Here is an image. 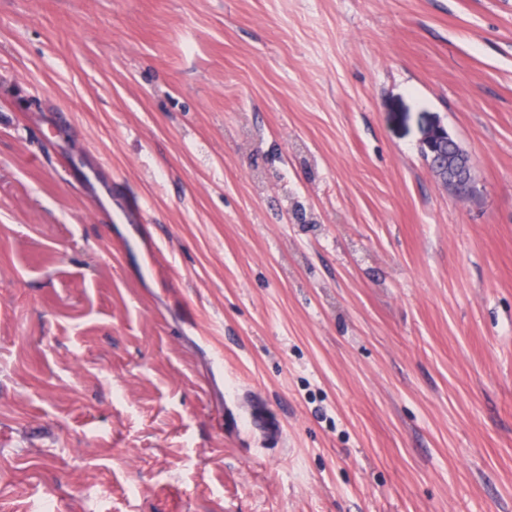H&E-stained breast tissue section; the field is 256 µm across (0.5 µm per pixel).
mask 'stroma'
<instances>
[{"instance_id": "35a3bbf8", "label": "stroma", "mask_w": 512, "mask_h": 512, "mask_svg": "<svg viewBox=\"0 0 512 512\" xmlns=\"http://www.w3.org/2000/svg\"><path fill=\"white\" fill-rule=\"evenodd\" d=\"M0 512H512V0H0ZM453 138L449 133L447 128L443 125H435L428 129L425 133L424 138L420 143L419 151L421 155L426 159L429 164V167L432 171L446 184L454 188L455 191L459 193H466L471 185L472 177H473V167L471 162L469 161L467 168L469 172V181L466 185H459L458 188L455 187V184L452 182H448V176L443 174V168L441 167V162L443 159L448 157V140ZM468 186V187H467ZM467 187L465 191L463 190Z\"/></svg>"}]
</instances>
